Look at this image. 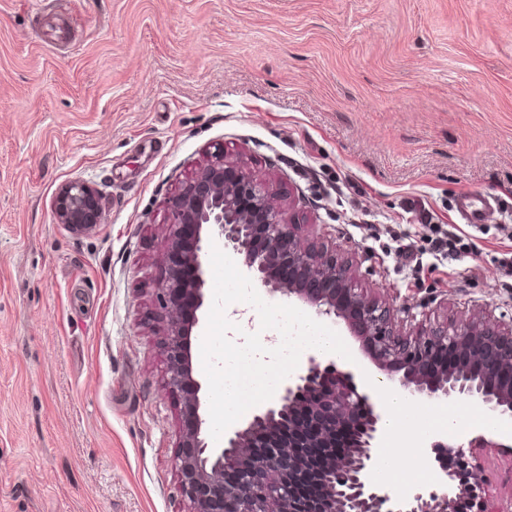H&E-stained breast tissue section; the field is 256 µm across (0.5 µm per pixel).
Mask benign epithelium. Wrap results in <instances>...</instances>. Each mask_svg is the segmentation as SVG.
<instances>
[{"instance_id": "benign-epithelium-1", "label": "benign epithelium", "mask_w": 512, "mask_h": 512, "mask_svg": "<svg viewBox=\"0 0 512 512\" xmlns=\"http://www.w3.org/2000/svg\"><path fill=\"white\" fill-rule=\"evenodd\" d=\"M242 197L250 206L239 204ZM276 185L253 176L247 163L230 161L221 147L165 203L168 227L156 284L157 323L167 361L165 384L181 398L183 425L174 458L187 512H512V496L487 497L478 448L512 454V322L474 316L459 322L422 320L403 329L382 300L355 288L352 267L322 243L305 241L277 203ZM57 223L90 231L103 220L97 191L81 181L62 185ZM237 255L245 272L273 296L298 301L318 317L342 323L362 342L381 383L407 402H475L500 433L478 432L465 443L436 434L430 442L438 470L434 482L406 495L377 483L373 471L389 415L358 368L309 351L274 397L214 448L203 435L201 383L191 363L185 300L205 302L209 234ZM358 419L343 451L337 431ZM291 431L288 440L279 431ZM320 458L313 499L304 497L308 454Z\"/></svg>"}]
</instances>
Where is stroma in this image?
I'll return each instance as SVG.
<instances>
[{
  "label": "stroma",
  "mask_w": 512,
  "mask_h": 512,
  "mask_svg": "<svg viewBox=\"0 0 512 512\" xmlns=\"http://www.w3.org/2000/svg\"><path fill=\"white\" fill-rule=\"evenodd\" d=\"M217 146L398 325L512 318V0H0V512H186L154 288ZM73 180L92 232L54 217ZM475 409L403 427L452 413L461 443ZM384 450L398 493L431 481L430 449ZM478 457L511 494L512 456ZM103 207L97 191L81 181L62 185L55 199L57 223L75 231H90L103 220Z\"/></svg>",
  "instance_id": "obj_1"
}]
</instances>
